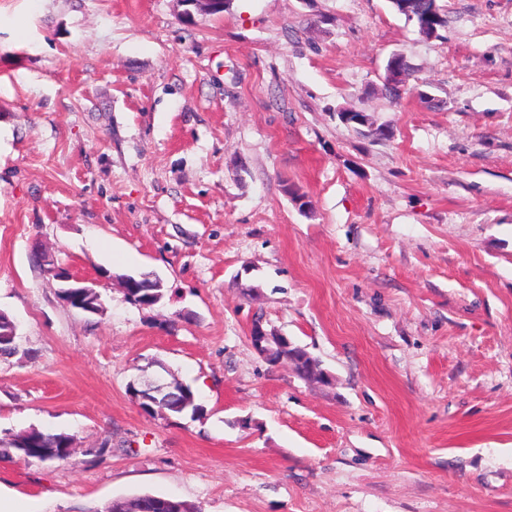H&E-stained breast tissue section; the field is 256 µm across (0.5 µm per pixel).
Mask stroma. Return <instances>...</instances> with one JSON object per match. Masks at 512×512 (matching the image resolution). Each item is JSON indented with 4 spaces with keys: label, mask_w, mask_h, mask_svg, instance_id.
Here are the masks:
<instances>
[{
    "label": "stroma",
    "mask_w": 512,
    "mask_h": 512,
    "mask_svg": "<svg viewBox=\"0 0 512 512\" xmlns=\"http://www.w3.org/2000/svg\"><path fill=\"white\" fill-rule=\"evenodd\" d=\"M0 0V461L15 512H512V0ZM434 96L382 91L388 57ZM356 107L390 136L340 119ZM104 281L85 315L33 261ZM329 383L264 361L254 317ZM168 369L198 413L150 416ZM187 8L183 11L184 19H190L193 11L203 12L206 14L223 13L231 0H178ZM191 7V8H188ZM393 9L415 24L419 34L427 38L440 37L439 31L448 24L447 15L436 0H389ZM130 277L143 287V288H128L127 282L129 280L128 277H121V282L119 281V278L115 275L112 276V279L120 282L122 288H128V292H124L126 299L135 305V302H143L146 298L149 297V295H152V299L155 302V299L157 301V304L161 301V299L164 296V288H163V282L160 278L148 275V274H139V275H130ZM133 295H136L135 301L133 300ZM18 325L5 311H0V357H9L18 352ZM182 385L184 384L178 381L168 382L164 376L159 375L145 381L143 384L140 383L138 386L133 384L131 394L144 412L145 409L154 411V405L158 403V396L160 394L171 391L179 392ZM73 438L66 434L45 433L37 429L24 430L8 441L0 440L1 458L38 461H66L74 451L67 450Z\"/></svg>",
    "instance_id": "35a3bbf8"
}]
</instances>
